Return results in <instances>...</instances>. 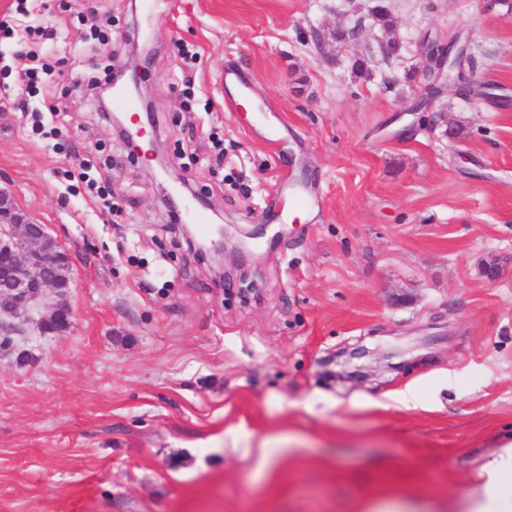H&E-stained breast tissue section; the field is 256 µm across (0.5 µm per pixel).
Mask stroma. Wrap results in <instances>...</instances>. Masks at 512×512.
Masks as SVG:
<instances>
[{"label":"stroma","instance_id":"stroma-1","mask_svg":"<svg viewBox=\"0 0 512 512\" xmlns=\"http://www.w3.org/2000/svg\"><path fill=\"white\" fill-rule=\"evenodd\" d=\"M15 7L0 92L22 97ZM33 8L88 79L149 34L133 64L152 121L131 154L85 88L41 97L62 113L38 130L0 110V188L69 254L74 312L0 348V512H458L512 438V0ZM426 39L465 45L488 95L443 88L411 113ZM228 69L244 107L224 103ZM158 149L231 231L268 224L231 290L173 226ZM285 171L321 210L277 219ZM409 386L420 406L390 408Z\"/></svg>","mask_w":512,"mask_h":512}]
</instances>
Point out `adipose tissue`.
Listing matches in <instances>:
<instances>
[{
  "label": "adipose tissue",
  "mask_w": 512,
  "mask_h": 512,
  "mask_svg": "<svg viewBox=\"0 0 512 512\" xmlns=\"http://www.w3.org/2000/svg\"><path fill=\"white\" fill-rule=\"evenodd\" d=\"M477 479L468 512H512V443L480 466Z\"/></svg>",
  "instance_id": "adipose-tissue-1"
}]
</instances>
